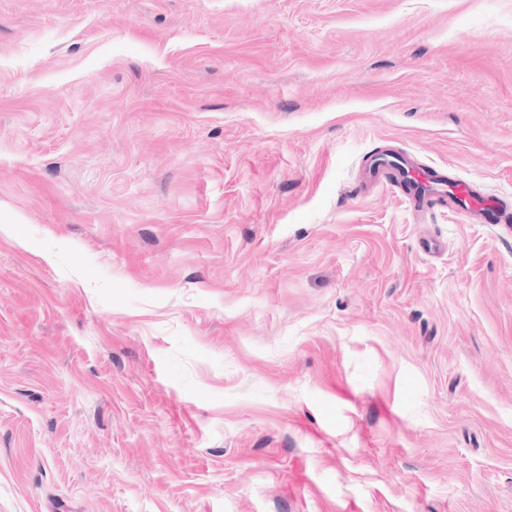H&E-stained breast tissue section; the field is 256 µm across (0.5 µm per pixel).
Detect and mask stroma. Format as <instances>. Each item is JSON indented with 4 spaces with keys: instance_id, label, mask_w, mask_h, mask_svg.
Here are the masks:
<instances>
[{
    "instance_id": "35a3bbf8",
    "label": "stroma",
    "mask_w": 512,
    "mask_h": 512,
    "mask_svg": "<svg viewBox=\"0 0 512 512\" xmlns=\"http://www.w3.org/2000/svg\"><path fill=\"white\" fill-rule=\"evenodd\" d=\"M0 512H512V0H0ZM393 158V159H389ZM398 165L399 167H396ZM402 170L406 175L424 187L425 191L422 195L411 194V200L414 210L417 212H424L430 208L431 203L435 199L448 197V189L452 190L458 201H460L464 208L472 214H481L485 208L490 204L489 200H478L473 196L471 187L463 182L453 179H448L450 183H445V179L439 176H432L427 172L417 171L406 167L405 163L395 157L383 155L376 157L368 167V176L371 179H379L380 177L396 173L403 178ZM434 180V181H433ZM434 183V184H431Z\"/></svg>"
}]
</instances>
